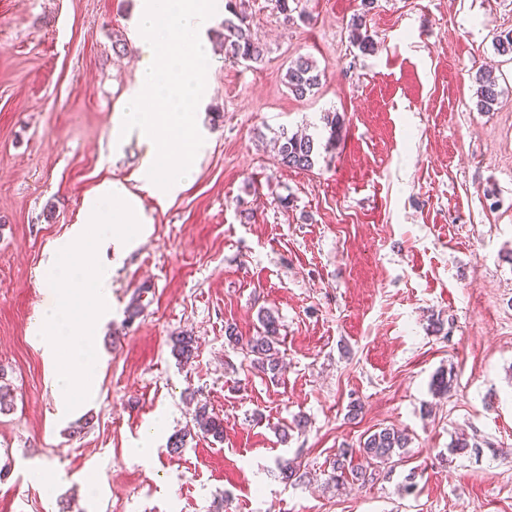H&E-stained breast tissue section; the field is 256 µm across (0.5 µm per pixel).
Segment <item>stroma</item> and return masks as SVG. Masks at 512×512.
<instances>
[{"instance_id":"35a3bbf8","label":"stroma","mask_w":512,"mask_h":512,"mask_svg":"<svg viewBox=\"0 0 512 512\" xmlns=\"http://www.w3.org/2000/svg\"><path fill=\"white\" fill-rule=\"evenodd\" d=\"M249 4L265 56L225 60L215 17L196 114L207 147L162 203L138 191L146 145L112 138L137 83L136 0H0V367L14 398L0 512H512V57L495 45L512 0H299L288 25L274 0ZM357 15L373 52L351 39ZM300 56L324 73L302 99L285 85ZM485 64L501 90L489 112ZM329 112L344 118L335 149L309 171L278 164L274 137L327 138ZM107 180L138 192L150 223L112 268L80 431L57 415L29 326L49 301L44 261ZM265 311L281 323L275 380L224 333L255 334ZM180 332L198 340L184 366ZM441 371L455 387L436 396ZM201 404L223 441L169 455ZM386 426L410 435L404 455L331 484L339 450ZM459 437L472 447L450 455ZM281 457L301 461V482L279 479ZM477 107L481 112H489L498 102L500 91L498 90V79L492 75L491 70L478 69L476 74Z\"/></svg>"}]
</instances>
